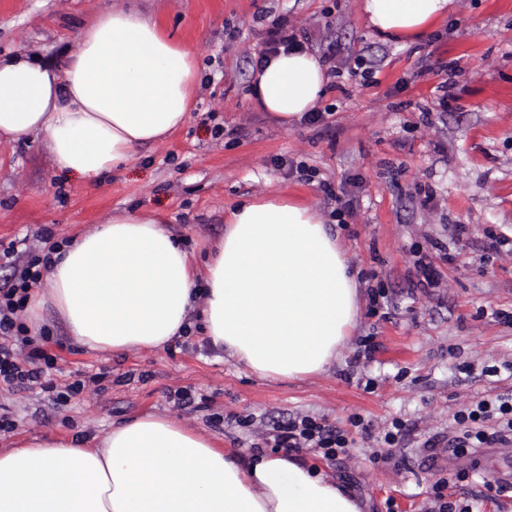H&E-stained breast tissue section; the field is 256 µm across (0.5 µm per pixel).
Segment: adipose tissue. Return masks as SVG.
<instances>
[{"mask_svg": "<svg viewBox=\"0 0 512 512\" xmlns=\"http://www.w3.org/2000/svg\"><path fill=\"white\" fill-rule=\"evenodd\" d=\"M452 0H362L370 25L413 40ZM198 70L155 20L121 8L78 37L62 72L0 60V139L46 136L57 169L95 182L186 121ZM328 76L305 51L256 70L263 109L283 123L312 111ZM348 257L313 207L287 197L228 209L224 237L194 265L158 217L115 211L55 253L31 324L52 303L93 351L157 350L198 311L216 349L259 377L296 380L336 362L360 314ZM0 512H362V502L294 454L243 462L214 440L146 414L101 439L47 435L0 450Z\"/></svg>", "mask_w": 512, "mask_h": 512, "instance_id": "ef3b65f1", "label": "adipose tissue"}]
</instances>
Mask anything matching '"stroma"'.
Here are the masks:
<instances>
[{"instance_id": "stroma-1", "label": "stroma", "mask_w": 512, "mask_h": 512, "mask_svg": "<svg viewBox=\"0 0 512 512\" xmlns=\"http://www.w3.org/2000/svg\"><path fill=\"white\" fill-rule=\"evenodd\" d=\"M115 6L158 20L193 54L192 108L167 141L96 183L60 172L43 137L0 141V251L14 250L0 259V289L41 252L44 231L67 241L115 210L154 213L199 264L223 237L228 208L282 194L328 217L361 276V316L327 372L274 381L214 350L197 319L163 349L101 353L47 315L56 367L42 389L0 399L13 423L0 448L34 436L85 440L157 413L245 458L274 422L308 415L346 431L352 446L333 461L309 448L298 457L365 512H437L440 481L446 500L472 512H512V442L452 451L458 411L512 393V0H453L406 43L373 30L361 0H0V56L28 51L59 65ZM283 20L316 58L336 51L319 121L282 124L255 98L266 31ZM350 195L357 214L337 220ZM421 254L436 287L416 270ZM94 374L98 384L53 403L51 388ZM396 421L402 435L390 449L383 436Z\"/></svg>"}]
</instances>
